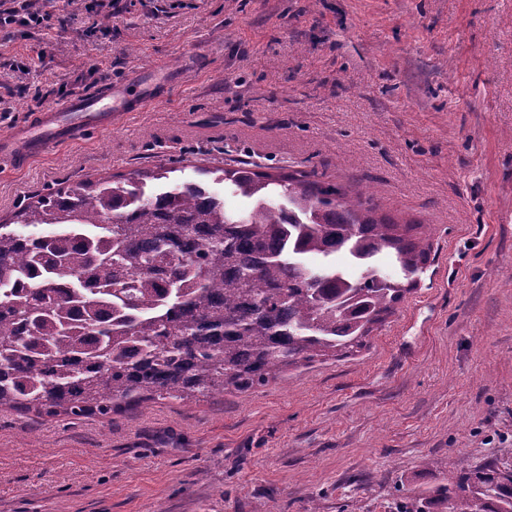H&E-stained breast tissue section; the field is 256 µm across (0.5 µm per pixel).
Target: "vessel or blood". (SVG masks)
Masks as SVG:
<instances>
[{
  "instance_id": "b4317fda",
  "label": "vessel or blood",
  "mask_w": 512,
  "mask_h": 512,
  "mask_svg": "<svg viewBox=\"0 0 512 512\" xmlns=\"http://www.w3.org/2000/svg\"><path fill=\"white\" fill-rule=\"evenodd\" d=\"M125 109L124 95L116 90L92 98L76 96L61 108L37 113L11 137L0 138V163L24 162L42 155L48 146L108 128Z\"/></svg>"
}]
</instances>
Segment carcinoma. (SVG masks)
<instances>
[{"mask_svg":"<svg viewBox=\"0 0 512 512\" xmlns=\"http://www.w3.org/2000/svg\"><path fill=\"white\" fill-rule=\"evenodd\" d=\"M221 173L260 208L228 209L196 182L149 192L167 178L156 166L36 195L0 224V408L108 419L248 392L366 349L430 263L420 225L373 216L354 177ZM386 253L401 276L377 264ZM398 512H512V469L460 457Z\"/></svg>","mask_w":512,"mask_h":512,"instance_id":"1","label":"carcinoma"}]
</instances>
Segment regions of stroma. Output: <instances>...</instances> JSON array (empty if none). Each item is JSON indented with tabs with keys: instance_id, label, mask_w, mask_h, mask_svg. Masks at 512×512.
<instances>
[{
	"instance_id": "obj_1",
	"label": "stroma",
	"mask_w": 512,
	"mask_h": 512,
	"mask_svg": "<svg viewBox=\"0 0 512 512\" xmlns=\"http://www.w3.org/2000/svg\"><path fill=\"white\" fill-rule=\"evenodd\" d=\"M117 87L112 127L0 165V218L247 160L362 179L433 262L357 356L108 421L0 410V512H393L458 457L512 465V0H59L0 33V137Z\"/></svg>"
}]
</instances>
